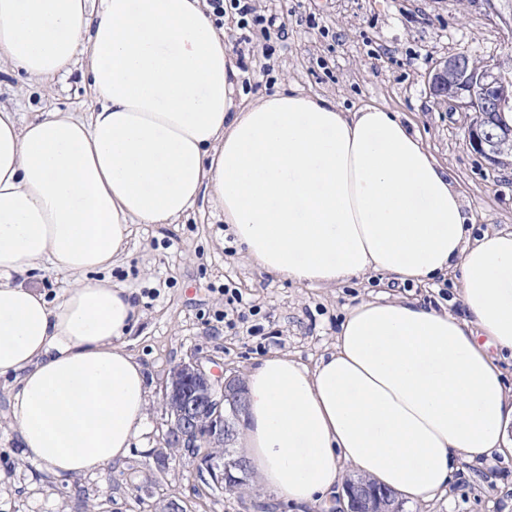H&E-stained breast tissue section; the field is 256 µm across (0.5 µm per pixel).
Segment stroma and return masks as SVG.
I'll return each mask as SVG.
<instances>
[{"instance_id":"35a3bbf8","label":"stroma","mask_w":512,"mask_h":512,"mask_svg":"<svg viewBox=\"0 0 512 512\" xmlns=\"http://www.w3.org/2000/svg\"><path fill=\"white\" fill-rule=\"evenodd\" d=\"M252 6L255 14L285 22L286 32L265 35L226 14L224 41L243 55L245 96L294 87L344 109L375 104L399 113L447 166L473 218L471 234L512 231V167H493L467 147L472 113L429 90L436 62L458 52L512 67V22L487 0H252ZM0 105L25 118L47 111L83 116L94 98L80 72L34 85L5 65ZM224 228L210 197L201 196L180 223L132 225L127 257L105 272L135 293L140 317L126 344L146 369L150 397L147 425L120 465L102 475L56 478L25 459L7 434L9 392L0 379V512H166L172 500L184 512H262L271 494L211 489L198 476L195 456L170 453L162 391L176 365L194 358L242 376L280 353L314 366L347 309L369 296L415 297L464 313L451 278L431 287L389 284L384 274L371 273L323 288L262 272ZM228 288L253 308L233 329L224 326ZM402 510L512 512V459L463 462L446 494Z\"/></svg>"}]
</instances>
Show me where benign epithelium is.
Wrapping results in <instances>:
<instances>
[{
	"label": "benign epithelium",
	"instance_id": "1",
	"mask_svg": "<svg viewBox=\"0 0 512 512\" xmlns=\"http://www.w3.org/2000/svg\"><path fill=\"white\" fill-rule=\"evenodd\" d=\"M470 76L468 59L461 54L439 61L430 77V91L440 100H451L463 112H477L479 119L470 124L466 143L486 160L494 158L502 142V132L489 124V115L507 109V92L485 93L476 100L463 87ZM163 405L171 421L168 444L188 448L198 454L202 446L222 447L237 434L246 410L245 382L236 374L215 375L191 358L177 365L165 387ZM198 471L208 474L218 487L239 493L250 486L249 465L240 458L199 454ZM349 512H400V504L388 490L365 480L346 483Z\"/></svg>",
	"mask_w": 512,
	"mask_h": 512
}]
</instances>
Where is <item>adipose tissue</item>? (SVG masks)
<instances>
[{
    "mask_svg": "<svg viewBox=\"0 0 512 512\" xmlns=\"http://www.w3.org/2000/svg\"><path fill=\"white\" fill-rule=\"evenodd\" d=\"M45 81L80 67L88 116L0 107V377L11 430L56 476L121 464L149 405L126 349L130 289L112 267L134 224H172L209 194L260 270L331 286L369 272L426 284L460 271L467 311L364 299L308 367L247 378L241 445L260 485L323 499L344 467L407 501L445 494L458 465L512 453V232L470 239L446 166L398 113L291 88L254 101L205 0H0V64ZM70 286L55 301L29 278ZM32 283L46 294L48 301L56 300L68 288L67 279L49 267L36 271Z\"/></svg>",
    "mask_w": 512,
    "mask_h": 512,
    "instance_id": "1",
    "label": "adipose tissue"
}]
</instances>
